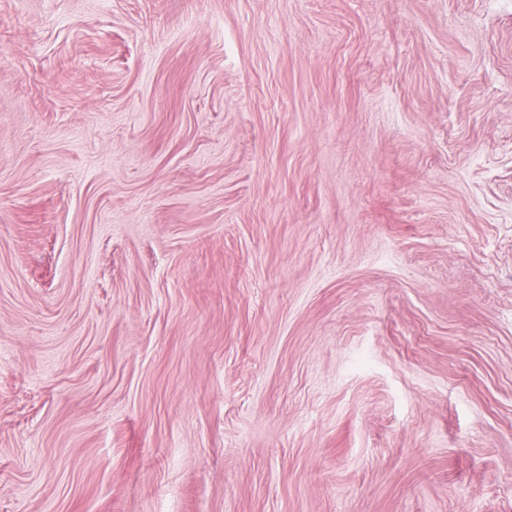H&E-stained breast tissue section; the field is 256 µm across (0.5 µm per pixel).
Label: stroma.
<instances>
[{
	"label": "stroma",
	"instance_id": "obj_1",
	"mask_svg": "<svg viewBox=\"0 0 512 512\" xmlns=\"http://www.w3.org/2000/svg\"><path fill=\"white\" fill-rule=\"evenodd\" d=\"M0 512H512V0H0Z\"/></svg>",
	"mask_w": 512,
	"mask_h": 512
}]
</instances>
